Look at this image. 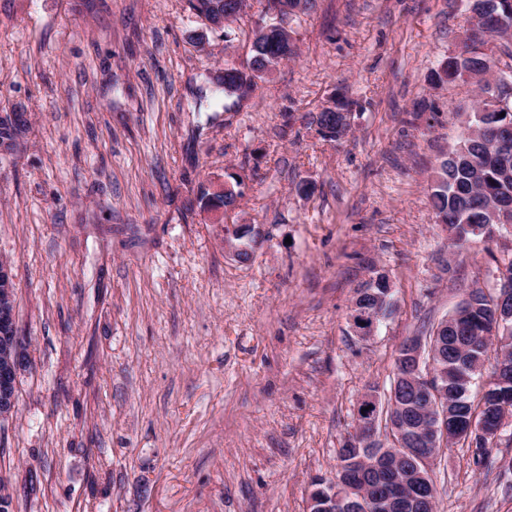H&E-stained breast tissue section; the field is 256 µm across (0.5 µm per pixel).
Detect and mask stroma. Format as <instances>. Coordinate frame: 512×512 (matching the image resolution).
Listing matches in <instances>:
<instances>
[{"mask_svg":"<svg viewBox=\"0 0 512 512\" xmlns=\"http://www.w3.org/2000/svg\"><path fill=\"white\" fill-rule=\"evenodd\" d=\"M249 3L223 33L188 0H0V114L30 120L0 155L28 360L0 424L11 512H307L400 345L512 258L510 224L449 251L431 201L476 88L430 83L461 0H317L294 58L219 107L209 73L270 20ZM340 94L351 127L330 142L314 118ZM229 170L236 208H201ZM227 222L258 232L248 260ZM377 271L396 311L364 340L351 307ZM503 455L512 424L485 463L444 449L435 512H512ZM250 227V224H224V249L231 252L233 255H237L240 251L237 257L240 259H247L249 256L248 248L252 249L251 243L255 242L253 237H248L249 233L247 232ZM243 237L248 238L249 241L246 243L240 242L245 246V249L243 245L236 242Z\"/></svg>","mask_w":512,"mask_h":512,"instance_id":"obj_1","label":"stroma"}]
</instances>
